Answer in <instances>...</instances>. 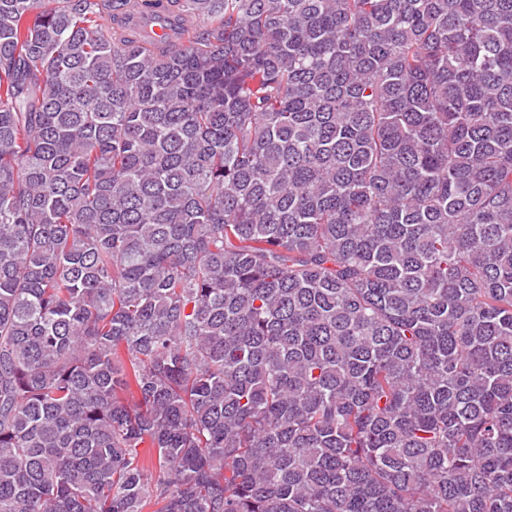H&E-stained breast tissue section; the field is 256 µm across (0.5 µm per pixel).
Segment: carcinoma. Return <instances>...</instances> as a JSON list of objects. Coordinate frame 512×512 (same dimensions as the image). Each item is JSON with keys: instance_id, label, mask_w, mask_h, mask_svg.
Segmentation results:
<instances>
[{"instance_id": "cac0c4a2", "label": "carcinoma", "mask_w": 512, "mask_h": 512, "mask_svg": "<svg viewBox=\"0 0 512 512\" xmlns=\"http://www.w3.org/2000/svg\"><path fill=\"white\" fill-rule=\"evenodd\" d=\"M151 505L512 512V0H0V512Z\"/></svg>"}]
</instances>
